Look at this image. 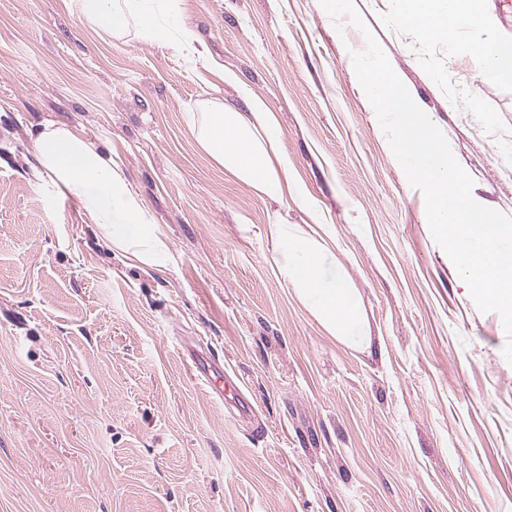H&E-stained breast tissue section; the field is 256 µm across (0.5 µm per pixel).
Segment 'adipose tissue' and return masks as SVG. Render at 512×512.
Segmentation results:
<instances>
[{
	"instance_id": "1",
	"label": "adipose tissue",
	"mask_w": 512,
	"mask_h": 512,
	"mask_svg": "<svg viewBox=\"0 0 512 512\" xmlns=\"http://www.w3.org/2000/svg\"><path fill=\"white\" fill-rule=\"evenodd\" d=\"M69 10L98 31L120 36L132 31L142 40L188 52L208 66L210 55L179 13L178 0H67ZM393 22L430 41L447 44L449 55H466L476 76L512 81V39L496 35V18L483 0H395ZM468 38H458L460 29ZM246 111L202 102L187 123L200 149L226 173L259 196L280 202L302 200L281 149L275 113L250 91ZM40 176L63 194L77 197L92 224L114 247L154 265L167 244L146 217L120 164L96 143L60 123L45 125L36 138ZM274 262L298 303L325 332L348 347L370 351L373 338L360 291L343 270L328 271L325 239L316 229L279 222L269 225Z\"/></svg>"
}]
</instances>
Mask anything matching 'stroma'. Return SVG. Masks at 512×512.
Segmentation results:
<instances>
[{
	"mask_svg": "<svg viewBox=\"0 0 512 512\" xmlns=\"http://www.w3.org/2000/svg\"><path fill=\"white\" fill-rule=\"evenodd\" d=\"M180 0L208 67L113 37L67 0H0V512H512V365L359 91L372 32L489 208L512 216V84L355 0ZM276 112L305 200L259 197L197 146L204 100ZM111 153L167 251L110 247L39 178L44 122ZM321 223L371 354L279 276L266 230ZM220 363L240 412L189 371Z\"/></svg>",
	"mask_w": 512,
	"mask_h": 512,
	"instance_id": "obj_1",
	"label": "stroma"
}]
</instances>
